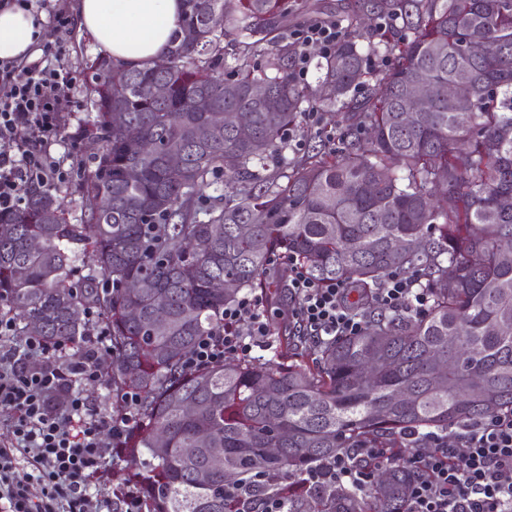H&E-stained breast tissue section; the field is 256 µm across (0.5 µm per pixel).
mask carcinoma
<instances>
[{
  "label": "carcinoma",
  "mask_w": 512,
  "mask_h": 512,
  "mask_svg": "<svg viewBox=\"0 0 512 512\" xmlns=\"http://www.w3.org/2000/svg\"><path fill=\"white\" fill-rule=\"evenodd\" d=\"M184 2L180 31L152 63H87L96 117L85 134L100 152L83 175L86 223H70L48 186L25 188L20 208L0 211L3 312L22 332L36 325L49 343L75 344L86 310L102 311L104 382L140 395L144 426L126 457L141 464L143 512H228L234 492L239 512L279 499L288 512H402L417 476L406 436L444 438L512 410V209L498 206L512 197V0H366L361 10L394 15L403 30L381 34L394 63L357 103L349 93L364 76L361 33L348 31L318 62L308 93L282 30L303 0ZM228 36L268 45L260 73L244 57L230 77L217 72ZM471 39L483 57L461 53ZM462 71L475 79L468 115L440 95L406 114L412 83L446 85ZM154 84L168 96L152 98ZM209 106L247 114L250 136L212 135L223 112ZM335 108L358 119L341 147L270 165L302 112ZM221 178L224 194L203 197ZM436 179L449 198L435 195ZM75 246L94 254L111 291L72 279ZM281 255L317 280L361 288L365 330L312 347L290 337L276 359L185 372L183 358L224 307L277 285ZM397 271L420 279L428 313L375 310V289ZM365 446L397 456L368 491L299 490L310 469Z\"/></svg>",
  "instance_id": "carcinoma-1"
}]
</instances>
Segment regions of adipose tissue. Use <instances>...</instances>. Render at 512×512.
I'll use <instances>...</instances> for the list:
<instances>
[{
	"label": "adipose tissue",
	"instance_id": "ef3b65f1",
	"mask_svg": "<svg viewBox=\"0 0 512 512\" xmlns=\"http://www.w3.org/2000/svg\"><path fill=\"white\" fill-rule=\"evenodd\" d=\"M183 0H79V27L113 64L140 68L155 60L178 30ZM47 31L33 12L0 7V60L39 56Z\"/></svg>",
	"mask_w": 512,
	"mask_h": 512
}]
</instances>
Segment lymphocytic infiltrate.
I'll return each instance as SVG.
<instances>
[{"label":"lymphocytic infiltrate","mask_w":512,"mask_h":512,"mask_svg":"<svg viewBox=\"0 0 512 512\" xmlns=\"http://www.w3.org/2000/svg\"><path fill=\"white\" fill-rule=\"evenodd\" d=\"M340 23L310 24L292 33L298 65L307 68V45L331 54L343 39ZM56 49L46 46L34 61H0V209L20 205L29 185H53L67 172L51 153L69 103L72 73L56 64ZM288 288L295 306L291 322L304 335L354 336L365 325L348 301L349 290L336 282L312 279L288 260ZM375 302L386 312L421 314L429 294L415 279L394 274L377 289ZM16 321L0 315V512H142L140 484L131 483L115 498L99 497L97 480L105 463L123 457L129 438L143 425L139 395L120 393L116 414L91 405L85 390L102 382L99 351L107 341L98 332L80 347L31 336L17 343ZM272 334V321L255 297L246 295L224 309L217 329L201 337L183 361L192 372L230 356L250 359ZM385 448H357L338 455L327 467L302 479L311 489L326 482L359 490L370 486L376 465L390 464ZM409 463L420 476L406 490L405 512H512V411L465 428L455 445L430 440L411 448Z\"/></svg>","instance_id":"f902f5d3"}]
</instances>
